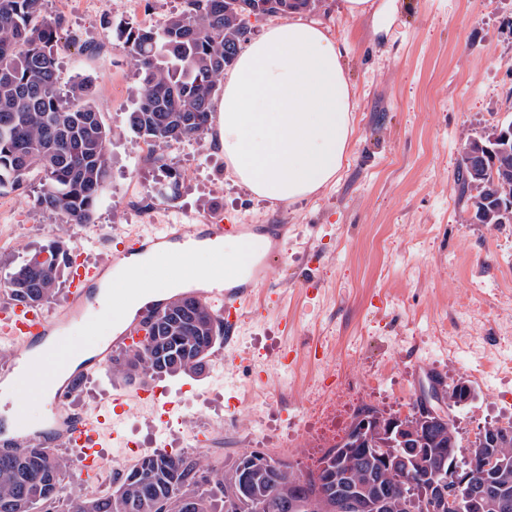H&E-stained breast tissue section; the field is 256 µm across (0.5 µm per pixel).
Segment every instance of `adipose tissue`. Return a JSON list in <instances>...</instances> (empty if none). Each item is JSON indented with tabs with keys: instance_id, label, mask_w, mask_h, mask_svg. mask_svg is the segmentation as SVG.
I'll list each match as a JSON object with an SVG mask.
<instances>
[{
	"instance_id": "adipose-tissue-1",
	"label": "adipose tissue",
	"mask_w": 512,
	"mask_h": 512,
	"mask_svg": "<svg viewBox=\"0 0 512 512\" xmlns=\"http://www.w3.org/2000/svg\"><path fill=\"white\" fill-rule=\"evenodd\" d=\"M340 40L316 22L291 19L268 27L238 54L224 83L219 137L238 181L272 202L297 201L332 184L351 149L353 93ZM205 264H187L185 279L212 281L240 257L239 242L201 244ZM160 255L135 256L118 273L136 281L135 313L158 291L150 279Z\"/></svg>"
}]
</instances>
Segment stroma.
<instances>
[{
    "label": "stroma",
    "mask_w": 512,
    "mask_h": 512,
    "mask_svg": "<svg viewBox=\"0 0 512 512\" xmlns=\"http://www.w3.org/2000/svg\"><path fill=\"white\" fill-rule=\"evenodd\" d=\"M183 0H45L47 17L65 19L57 45L61 88L74 76L92 82L91 99L112 132V168L93 223L53 224L24 194L0 195V225L30 228L0 250V278L48 240L84 247L90 264L105 241L129 243L152 223L284 224L278 286L247 303L236 340L216 346L199 376L160 378L171 420L148 432L152 407L138 404L105 454L135 440L143 454L224 432L212 464L246 450H267L235 405L258 407L288 444L278 456L314 469L324 448L344 438L353 412L371 404L407 413L418 392L419 363L445 381L463 379L474 399L456 412L464 441L512 420V223L473 218L456 172L461 147L492 124L512 119V0H375L351 16L345 0H322L304 19L344 41L355 111L352 148L336 182L295 202L257 198L239 183L216 144L217 127L199 142L173 144L166 167L179 174L175 199L161 196L164 169L144 154L128 126L138 101L135 68L118 39L125 21L157 24ZM155 216L132 223L134 201ZM133 232H126V224ZM324 355L314 358L311 344ZM336 432L317 430L326 411Z\"/></svg>",
    "instance_id": "stroma-1"
}]
</instances>
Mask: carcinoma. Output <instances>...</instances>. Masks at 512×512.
I'll return each instance as SVG.
<instances>
[{
  "instance_id": "carcinoma-1",
  "label": "carcinoma",
  "mask_w": 512,
  "mask_h": 512,
  "mask_svg": "<svg viewBox=\"0 0 512 512\" xmlns=\"http://www.w3.org/2000/svg\"><path fill=\"white\" fill-rule=\"evenodd\" d=\"M44 0H0V195L40 176L35 206L58 224H91L110 164V131L88 98L90 82L76 78L71 95L59 87L55 46L63 21L42 19ZM319 0H183L155 26L126 23L121 37L140 80L129 113L131 131L165 160L173 142L199 141L208 131L224 70L251 34L249 18L311 11ZM481 166L462 163V194L472 195L481 224L512 222V139L482 153ZM69 265L51 240L24 257L0 281L21 304L43 305L58 293ZM224 326L213 310L175 300L145 322V336L112 359V372L143 378L200 374ZM448 407L474 398L465 381L440 390ZM413 448L412 454L405 449ZM484 459L492 494L476 512H512V421L461 444L451 413L435 414L415 400L407 415L364 406L349 432L327 448L315 469L296 472L264 451L239 454L229 468H204L188 454H153L113 479L112 493L85 497L71 512H336V490L360 501L363 512H423L440 470ZM67 461L33 445L0 455V512H60Z\"/></svg>"
}]
</instances>
